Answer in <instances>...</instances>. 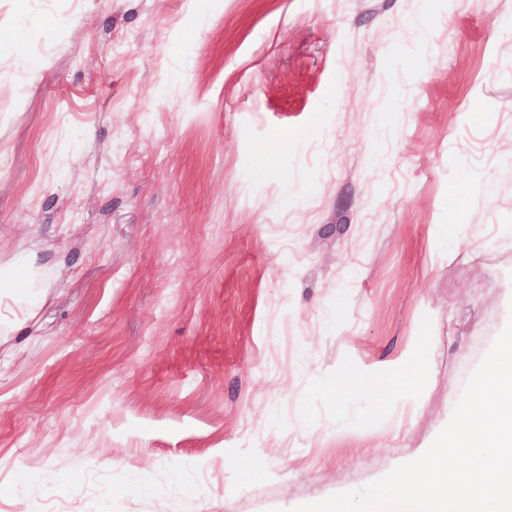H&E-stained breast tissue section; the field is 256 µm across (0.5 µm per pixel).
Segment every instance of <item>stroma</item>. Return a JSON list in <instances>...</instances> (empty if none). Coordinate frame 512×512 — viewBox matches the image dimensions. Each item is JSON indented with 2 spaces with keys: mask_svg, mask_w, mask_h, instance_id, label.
<instances>
[{
  "mask_svg": "<svg viewBox=\"0 0 512 512\" xmlns=\"http://www.w3.org/2000/svg\"><path fill=\"white\" fill-rule=\"evenodd\" d=\"M12 27L0 512H290L447 425L512 318V0H0ZM433 351L431 336H421L420 347L406 355L403 366L418 371L421 379H426L430 371Z\"/></svg>",
  "mask_w": 512,
  "mask_h": 512,
  "instance_id": "1",
  "label": "stroma"
}]
</instances>
